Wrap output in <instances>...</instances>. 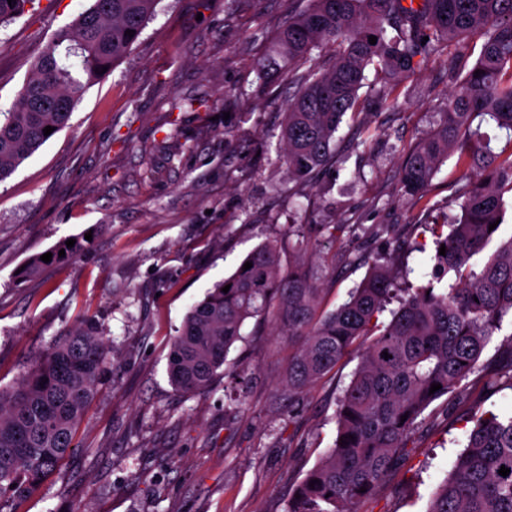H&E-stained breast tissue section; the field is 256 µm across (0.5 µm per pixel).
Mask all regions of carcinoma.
<instances>
[{
    "label": "carcinoma",
    "instance_id": "cac0c4a2",
    "mask_svg": "<svg viewBox=\"0 0 512 512\" xmlns=\"http://www.w3.org/2000/svg\"><path fill=\"white\" fill-rule=\"evenodd\" d=\"M34 2L0 0V25ZM156 3L92 0L54 35L9 111L0 113V182L48 140L45 127L68 124L101 70L130 52ZM473 36L482 42L469 67L459 45ZM273 53L258 63V75L267 78L280 60L296 86L281 130L282 164L295 181L336 163L335 134L346 114H360L367 71L381 79L370 98L386 109L396 102L398 80L431 60L448 63L452 83L437 125L409 149L399 171L404 194L421 202L442 163L457 155L464 181L452 200L457 212L426 225L436 248L446 247V255H436L446 287L401 288L399 273L377 263L348 301L319 318L317 278L302 268L283 274L282 244L268 239L245 258L250 269L238 267L191 307L168 355L171 384L204 392L245 321L275 309L288 335L304 337L288 363V387L300 393L335 369L359 337H372L357 349L359 364L338 400L333 447L285 507L355 512L408 454L411 431L430 405L480 370L485 349L512 315V238L479 271L470 265L498 235L489 225L504 220L512 205V0H308L274 40ZM394 301L390 322H378ZM111 358L101 328L86 317L37 356L16 387L0 390V512H20L72 454L75 428ZM433 384L441 389L431 394ZM503 466L511 469L506 477L498 473ZM427 512H512V410L475 420Z\"/></svg>",
    "mask_w": 512,
    "mask_h": 512
}]
</instances>
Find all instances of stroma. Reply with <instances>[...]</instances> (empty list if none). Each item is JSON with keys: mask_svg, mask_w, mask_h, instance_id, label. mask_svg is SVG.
Returning <instances> with one entry per match:
<instances>
[{"mask_svg": "<svg viewBox=\"0 0 512 512\" xmlns=\"http://www.w3.org/2000/svg\"><path fill=\"white\" fill-rule=\"evenodd\" d=\"M91 0H36L0 26V111L37 57ZM300 0H159L131 52L96 82L67 127L0 182V388L84 317L114 356L107 383L76 432L75 451L21 512H284L336 439L337 400L359 359L347 355L293 395L286 369L300 337L274 318L250 319L211 389L183 394L167 375L174 336L208 288L261 242L296 225L305 264L335 310L377 262L436 268L427 231L460 187L455 159L436 173L428 208L401 192L404 151L434 128L450 84L436 60L399 85L397 104L366 103L371 140L345 119L342 165L289 182L281 126L293 92L256 64ZM363 225L353 234L349 225ZM386 224L390 234L376 235ZM89 236L75 260L17 278L27 260ZM512 408V384L486 392L478 376L435 401L412 450L357 512H426L475 419Z\"/></svg>", "mask_w": 512, "mask_h": 512, "instance_id": "35a3bbf8", "label": "stroma"}]
</instances>
